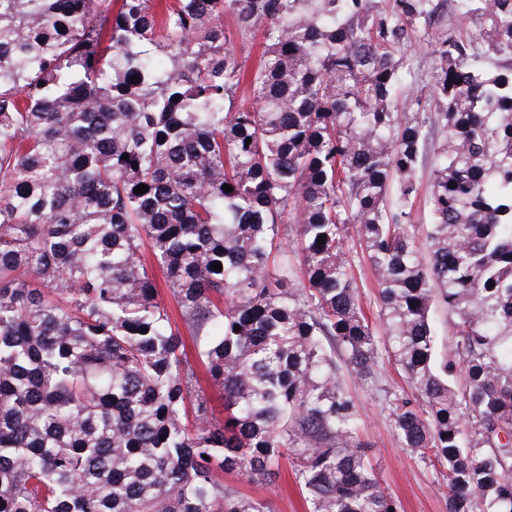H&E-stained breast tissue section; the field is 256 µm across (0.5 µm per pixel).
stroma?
Here are the masks:
<instances>
[{"mask_svg":"<svg viewBox=\"0 0 512 512\" xmlns=\"http://www.w3.org/2000/svg\"><path fill=\"white\" fill-rule=\"evenodd\" d=\"M439 140L437 132L429 133L417 172L420 190L411 221L421 241L429 229L425 199L430 190V159ZM350 247L364 310L372 322H379L381 304L376 276L358 241H351ZM382 364L377 385H363L351 376L346 379L361 416L359 437L365 445L366 458L378 472L385 490L397 501L400 512H447L448 489L441 467L402 447L395 435L390 401L410 392L411 387L391 359H383ZM225 481L237 486L244 497L269 500L274 512H305L289 468H281L279 475L263 484H251L231 474L226 475Z\"/></svg>","mask_w":512,"mask_h":512,"instance_id":"stroma-1","label":"stroma"}]
</instances>
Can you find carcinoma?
Here are the masks:
<instances>
[{
	"instance_id": "obj_1",
	"label": "carcinoma",
	"mask_w": 512,
	"mask_h": 512,
	"mask_svg": "<svg viewBox=\"0 0 512 512\" xmlns=\"http://www.w3.org/2000/svg\"><path fill=\"white\" fill-rule=\"evenodd\" d=\"M450 6L475 33L429 44L428 108L398 107ZM227 15L262 30L251 72ZM481 52L512 57V0H0V512H273L224 475L284 459L308 512H398L343 379H374L382 348L416 391L398 439L442 466L448 512H512V63ZM441 135L437 131H431L428 135L424 148L423 158L419 164L417 178L420 185L419 195L414 205L411 217V224L415 225L416 238L424 243L429 229V213L425 199L430 191V160L433 150L438 144ZM350 247V253L353 257L354 270L364 310L380 332L381 304L379 302V287L376 276L369 263L363 257L359 241L356 237L354 238V241L350 242Z\"/></svg>"
}]
</instances>
